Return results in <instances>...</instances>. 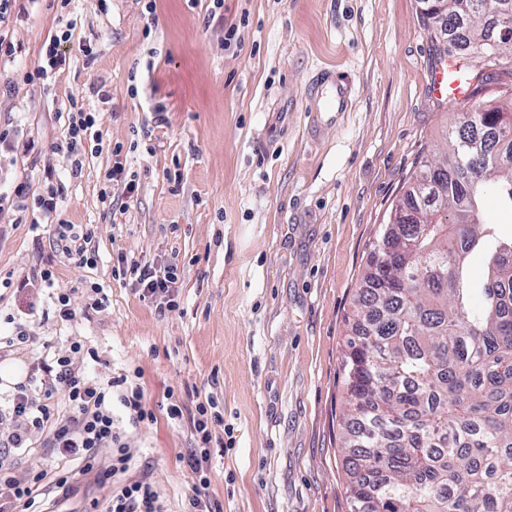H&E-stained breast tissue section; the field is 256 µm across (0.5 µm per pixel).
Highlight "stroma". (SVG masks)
I'll list each match as a JSON object with an SVG mask.
<instances>
[{"instance_id": "35a3bbf8", "label": "stroma", "mask_w": 512, "mask_h": 512, "mask_svg": "<svg viewBox=\"0 0 512 512\" xmlns=\"http://www.w3.org/2000/svg\"><path fill=\"white\" fill-rule=\"evenodd\" d=\"M419 0H18L0 28V369L42 376L47 353L87 349L93 380L134 376L153 422L130 430L126 482L183 512L197 403L224 416L208 463L223 512H349L341 363L370 244L417 155L470 109L434 92V35ZM64 70L38 76L51 37ZM483 98L512 95V62L484 63ZM346 80L329 120L308 90ZM101 140L66 153L71 98ZM122 159L136 188L105 175ZM59 220L90 229L88 263L61 253ZM176 261L177 308L143 297L121 258ZM52 270L51 288H20ZM77 311L60 319L59 294ZM24 348L8 340L18 330ZM183 417L166 414L169 397ZM111 481L47 488L55 512H101Z\"/></svg>"}]
</instances>
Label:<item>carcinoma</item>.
<instances>
[{
	"mask_svg": "<svg viewBox=\"0 0 512 512\" xmlns=\"http://www.w3.org/2000/svg\"><path fill=\"white\" fill-rule=\"evenodd\" d=\"M446 2L448 19L421 15L437 56L512 59V40L485 42L512 0ZM444 139L416 158L361 275L342 361L349 512H512V232L482 220L490 191L512 215V101L474 102Z\"/></svg>",
	"mask_w": 512,
	"mask_h": 512,
	"instance_id": "obj_1",
	"label": "carcinoma"
}]
</instances>
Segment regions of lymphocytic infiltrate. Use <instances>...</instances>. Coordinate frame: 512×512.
<instances>
[{
  "mask_svg": "<svg viewBox=\"0 0 512 512\" xmlns=\"http://www.w3.org/2000/svg\"><path fill=\"white\" fill-rule=\"evenodd\" d=\"M177 268L174 262L162 267L130 259L115 275L133 276L143 296L152 297L169 293L177 281ZM81 351V345L76 344L69 354L56 357L52 380L45 387L31 381L14 386L9 399V429L0 432V449H30L36 445V435H45L46 447L59 459L79 463L85 474L101 469L103 478L111 480L112 496L104 512H162L150 483L121 481L132 453L125 432L112 419L116 400L126 408L128 423L134 428L153 420L152 410L146 406L141 389L130 386L127 377L104 383L88 380L76 371L74 357ZM192 423L198 446L189 451L187 465L196 482L186 512H220L207 493L212 422L205 405H197ZM43 478L40 471L18 475L0 469V512H37L35 497Z\"/></svg>",
  "mask_w": 512,
  "mask_h": 512,
  "instance_id": "f902f5d3",
  "label": "lymphocytic infiltrate"
}]
</instances>
